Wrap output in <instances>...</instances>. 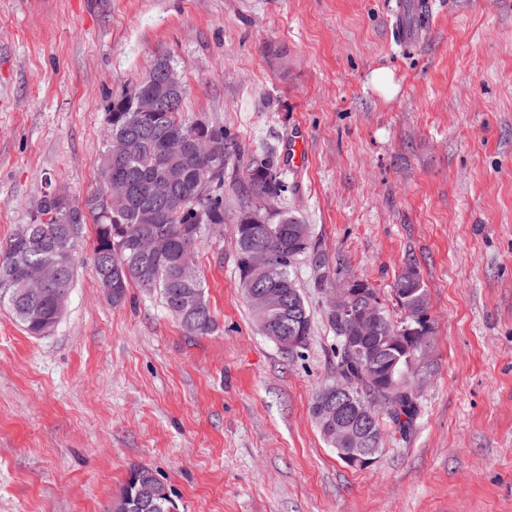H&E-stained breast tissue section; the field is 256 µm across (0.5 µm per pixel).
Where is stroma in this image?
<instances>
[{
  "label": "stroma",
  "mask_w": 512,
  "mask_h": 512,
  "mask_svg": "<svg viewBox=\"0 0 512 512\" xmlns=\"http://www.w3.org/2000/svg\"><path fill=\"white\" fill-rule=\"evenodd\" d=\"M0 0V243L48 183H99L105 100L168 57L184 115L222 127L223 230L194 260L216 326L187 335L159 292L102 293L86 224L55 328L0 305V512H110L149 465L178 512H512V0ZM273 152L272 203L310 224L342 276L296 279L311 333L283 354L238 286L235 227L252 157ZM413 264L433 328L419 413L381 417L371 466L346 465L311 412L336 372L325 319L347 276L405 320ZM412 8L418 15L419 26L416 29H409L401 22L399 28L400 38L407 46L414 45L422 33L426 31L432 23V7L429 0H418V2L412 5Z\"/></svg>",
  "instance_id": "obj_1"
}]
</instances>
